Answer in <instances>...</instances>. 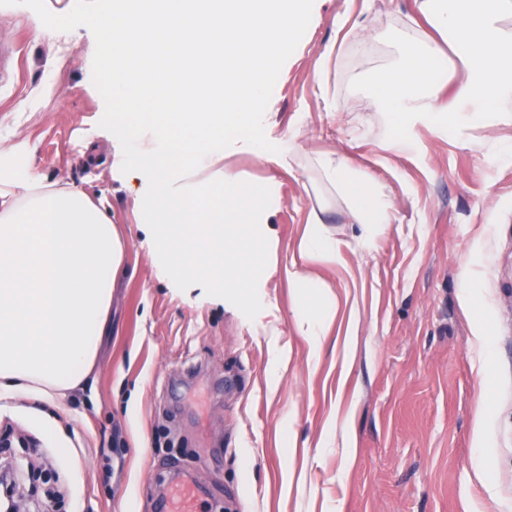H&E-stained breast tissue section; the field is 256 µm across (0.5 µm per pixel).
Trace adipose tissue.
<instances>
[{"mask_svg":"<svg viewBox=\"0 0 512 512\" xmlns=\"http://www.w3.org/2000/svg\"><path fill=\"white\" fill-rule=\"evenodd\" d=\"M425 22L467 70L454 99L442 94L439 47L402 50L398 67L377 78L378 107L404 126L426 118L457 128L483 121L512 98V0H415ZM316 165L348 203L357 223H391L394 205L375 179L343 154L318 156ZM303 258H334L336 241L319 210L307 216ZM126 252L105 206L83 192L37 175L0 186V397L31 389L63 397L91 373L105 330L112 285ZM285 277L297 293L317 298L316 315L299 323L320 347L331 296L325 285L291 264Z\"/></svg>","mask_w":512,"mask_h":512,"instance_id":"obj_1","label":"adipose tissue"}]
</instances>
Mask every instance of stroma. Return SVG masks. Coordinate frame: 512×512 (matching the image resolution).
Wrapping results in <instances>:
<instances>
[{
  "label": "stroma",
  "instance_id": "35a3bbf8",
  "mask_svg": "<svg viewBox=\"0 0 512 512\" xmlns=\"http://www.w3.org/2000/svg\"><path fill=\"white\" fill-rule=\"evenodd\" d=\"M312 16L264 121L272 144L295 145L291 170L277 152L224 151L225 168L271 186L249 319L179 290L155 257L99 126L92 32L0 6V35L21 47L0 84V173L104 202L127 247L84 388L0 399V466L37 489L25 512H155L176 471L206 488L201 512H512V158L498 151L512 100L487 124H420L392 148L402 129L376 105V78L400 45L428 49L431 29L413 0H314ZM333 152L372 174L394 223L355 222L312 165ZM319 206L338 256L310 266L334 298L316 352L284 268Z\"/></svg>",
  "mask_w": 512,
  "mask_h": 512
}]
</instances>
